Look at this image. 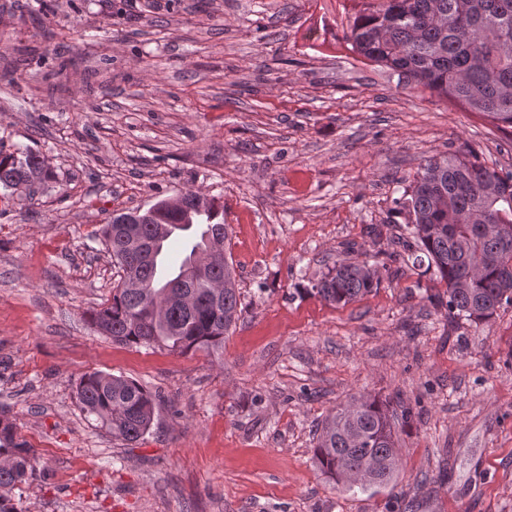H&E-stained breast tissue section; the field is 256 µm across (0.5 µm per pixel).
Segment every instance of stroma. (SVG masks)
I'll return each instance as SVG.
<instances>
[{
	"label": "stroma",
	"instance_id": "obj_1",
	"mask_svg": "<svg viewBox=\"0 0 512 512\" xmlns=\"http://www.w3.org/2000/svg\"><path fill=\"white\" fill-rule=\"evenodd\" d=\"M340 0H0V150L56 178L0 189V412L41 457L22 512H512V306L445 316L440 285L374 258L365 227L425 160L469 143L512 171V131L337 49ZM195 188L224 203L242 315L219 353L112 343L88 314L118 268L113 210ZM378 289L307 295L339 261ZM156 394L126 447L75 388ZM411 408L395 487L329 481L317 424L351 397Z\"/></svg>",
	"mask_w": 512,
	"mask_h": 512
}]
</instances>
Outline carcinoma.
Here are the masks:
<instances>
[{"instance_id": "carcinoma-1", "label": "carcinoma", "mask_w": 512, "mask_h": 512, "mask_svg": "<svg viewBox=\"0 0 512 512\" xmlns=\"http://www.w3.org/2000/svg\"><path fill=\"white\" fill-rule=\"evenodd\" d=\"M346 16L339 43L364 62L398 74L421 95L454 100L493 123L512 129V0H358ZM47 158L31 150H0V188L13 189L37 173L54 178ZM158 200L143 210H116L102 234L112 261L122 271L112 298L90 315L91 324L112 341L185 354L222 351L224 336L241 316V300L232 258L223 257L195 274L192 258L205 242L228 239L224 205L209 197L200 204L191 195L185 209L168 212ZM394 213L410 225L409 236L383 239L370 230L374 256H407L445 289L428 296L446 315L469 322L492 318L512 306V239L482 234L480 224L512 225V171L488 166L463 143L453 154L430 157L394 201ZM140 221L146 250L130 253L117 221ZM206 220L205 240L189 238L178 272L156 280L154 257L171 230ZM456 225L448 234V225ZM379 286L360 275L359 265L339 263L304 292L333 306H344ZM81 409L100 421L112 437L135 445L149 433L155 400L151 391L122 375L84 374L76 386ZM411 419L407 408L396 413L378 398L350 411L343 406L327 415L314 433V457L321 471L358 474L375 465L362 491L396 479V421ZM0 512H21L12 492L36 477L37 459L16 424L0 416Z\"/></svg>"}]
</instances>
